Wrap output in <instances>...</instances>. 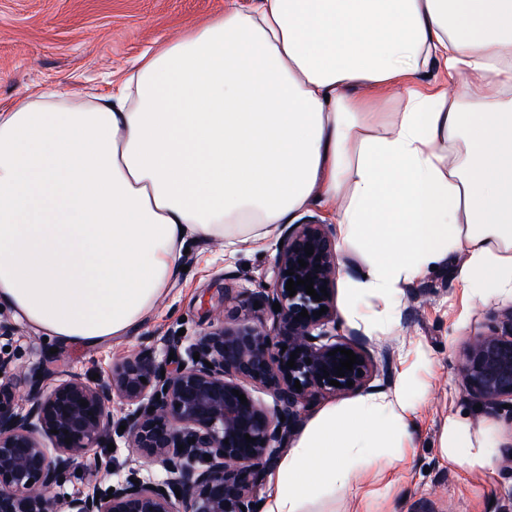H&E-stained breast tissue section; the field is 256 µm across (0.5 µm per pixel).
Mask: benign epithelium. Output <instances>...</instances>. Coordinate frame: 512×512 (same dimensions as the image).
I'll list each match as a JSON object with an SVG mask.
<instances>
[{
  "label": "benign epithelium",
  "mask_w": 512,
  "mask_h": 512,
  "mask_svg": "<svg viewBox=\"0 0 512 512\" xmlns=\"http://www.w3.org/2000/svg\"><path fill=\"white\" fill-rule=\"evenodd\" d=\"M308 244L314 247L309 257L304 251ZM300 259L307 266H300ZM338 268L336 243L324 225L310 222L288 230L269 287L241 300L233 286L224 285L219 324L197 340L188 360L179 358L181 339L171 336L166 351L174 353L176 363L158 361L154 348L145 346L95 384L68 374L47 390L55 372L34 368L23 376V412L16 410L17 374L7 377L12 360L0 354V512H59L49 492L79 458L92 459V473L87 490L70 497L65 512H260L257 490L276 466L304 408L319 395L367 387L376 371L359 335H336L330 293ZM288 270L294 275H286ZM308 276L314 279L313 289L325 286L329 296L318 301L301 285L289 296L287 280ZM256 302L270 316L271 327L251 323ZM275 302L281 305L278 312ZM323 306L328 311L315 315ZM304 309L306 318L299 316ZM337 348L353 351L358 359L343 376L335 371L345 356L328 355ZM292 353L295 365L290 368ZM460 371L466 392L487 409L512 407V305L504 310L498 331L472 339ZM331 380L340 386L330 385ZM349 381L353 386H347ZM252 388L268 391L273 407L257 404ZM234 389L247 404H241ZM116 399L127 409L122 421L128 447L148 465L160 467L165 477L144 479L132 469L110 493L99 487V480L112 474L110 461L97 449L110 436V405ZM247 434L255 442H246ZM44 436L52 439L56 456L43 448Z\"/></svg>",
  "instance_id": "obj_1"
}]
</instances>
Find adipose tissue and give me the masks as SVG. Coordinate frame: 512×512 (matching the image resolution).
<instances>
[{"instance_id": "adipose-tissue-1", "label": "adipose tissue", "mask_w": 512, "mask_h": 512, "mask_svg": "<svg viewBox=\"0 0 512 512\" xmlns=\"http://www.w3.org/2000/svg\"><path fill=\"white\" fill-rule=\"evenodd\" d=\"M433 62L468 86L422 87ZM313 207L369 257L353 300H397L451 251L468 287L512 292V0H251L142 56L119 94L0 110V304L63 344L126 336L186 240L255 243ZM414 414L400 384L317 421L262 512L358 481Z\"/></svg>"}]
</instances>
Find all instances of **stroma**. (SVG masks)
<instances>
[{"mask_svg":"<svg viewBox=\"0 0 512 512\" xmlns=\"http://www.w3.org/2000/svg\"><path fill=\"white\" fill-rule=\"evenodd\" d=\"M227 0H0V107L25 101L33 92L69 90L76 102L108 95L146 52L188 24L224 12ZM285 225L254 247L227 253L219 241H189L181 262L186 272L127 336L93 348L51 350L43 332L21 321L11 308L0 319L12 324L0 339L13 365L29 369L51 363L63 373L107 378L113 367L154 346L164 358L166 340L181 335L190 347L214 323L224 304V286L252 293L271 281ZM335 298L340 336L356 331L367 341L377 372L371 392L405 382L420 401L414 426L402 439L378 437L374 453L382 469L350 489L329 488L311 498L306 512H512V471L504 464L512 444V410L487 414L463 387L460 363L475 335L493 333L512 295L495 290L472 294L451 253L403 290L394 316L382 300L350 308L347 290L367 261L358 242L338 252ZM454 418L470 437L469 464L446 452L443 429Z\"/></svg>","mask_w":512,"mask_h":512,"instance_id":"35a3bbf8","label":"stroma"}]
</instances>
